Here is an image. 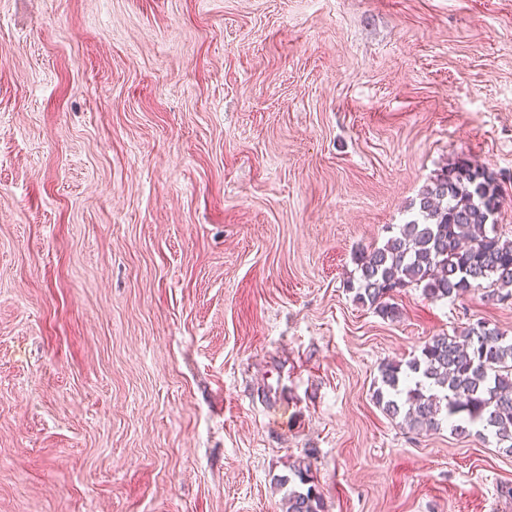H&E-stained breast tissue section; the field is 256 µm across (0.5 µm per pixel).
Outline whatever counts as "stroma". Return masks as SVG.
I'll use <instances>...</instances> for the list:
<instances>
[{
    "label": "stroma",
    "instance_id": "obj_1",
    "mask_svg": "<svg viewBox=\"0 0 512 512\" xmlns=\"http://www.w3.org/2000/svg\"><path fill=\"white\" fill-rule=\"evenodd\" d=\"M461 158L512 239V0H0V512H512L373 400L512 305L347 288ZM309 468V465L294 467L292 477L282 480V485L292 483L284 497V512H322V497L311 479Z\"/></svg>",
    "mask_w": 512,
    "mask_h": 512
}]
</instances>
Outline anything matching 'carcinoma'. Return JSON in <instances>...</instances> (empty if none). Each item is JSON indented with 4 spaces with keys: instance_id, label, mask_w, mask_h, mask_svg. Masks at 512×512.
Returning a JSON list of instances; mask_svg holds the SVG:
<instances>
[{
    "instance_id": "1",
    "label": "carcinoma",
    "mask_w": 512,
    "mask_h": 512,
    "mask_svg": "<svg viewBox=\"0 0 512 512\" xmlns=\"http://www.w3.org/2000/svg\"><path fill=\"white\" fill-rule=\"evenodd\" d=\"M418 217L397 227L383 246L356 252L354 300L387 320L399 318L394 293L422 289L431 301L472 290L512 304V240L495 229L504 206L496 177L466 159L448 165L415 202ZM376 404L412 430L436 431L451 423L458 435L478 426L512 453V338L483 320L452 335L431 337L408 362L380 367ZM285 512H322L309 466L293 469L282 484Z\"/></svg>"
}]
</instances>
